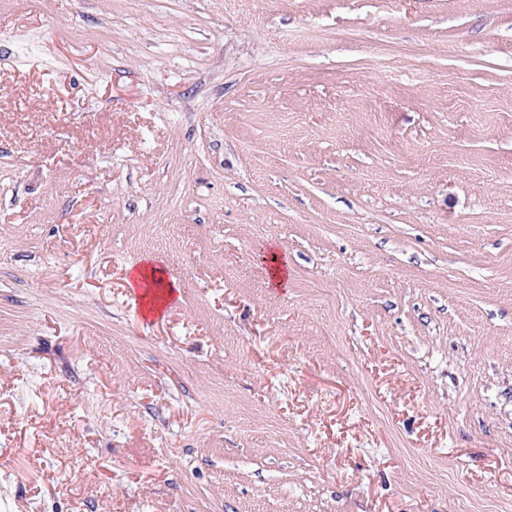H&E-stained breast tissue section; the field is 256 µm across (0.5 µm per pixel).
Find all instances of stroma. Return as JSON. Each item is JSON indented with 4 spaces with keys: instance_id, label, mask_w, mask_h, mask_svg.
Listing matches in <instances>:
<instances>
[{
    "instance_id": "1",
    "label": "stroma",
    "mask_w": 512,
    "mask_h": 512,
    "mask_svg": "<svg viewBox=\"0 0 512 512\" xmlns=\"http://www.w3.org/2000/svg\"><path fill=\"white\" fill-rule=\"evenodd\" d=\"M0 512H512V0H0ZM260 260L266 268L270 287L286 288L288 286V263L278 255L273 244L262 249ZM128 284L132 283L138 286L139 282L147 285L142 299L149 298L144 305L147 307L146 315H156L160 313L165 303L173 300L180 293L179 283L173 279H167L166 271L161 265H155L151 262L144 263L139 266L128 268ZM151 293V294H150ZM157 299H162V303H158Z\"/></svg>"
}]
</instances>
